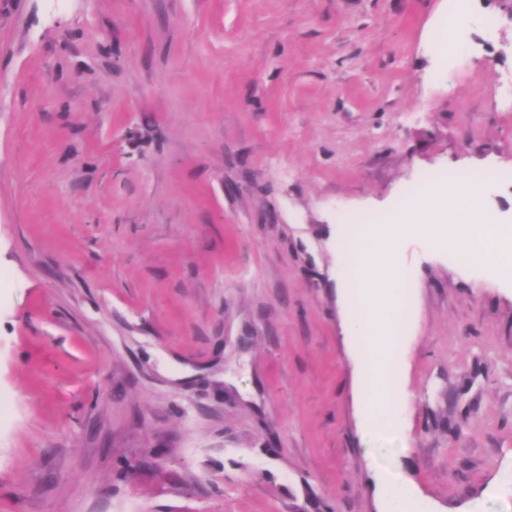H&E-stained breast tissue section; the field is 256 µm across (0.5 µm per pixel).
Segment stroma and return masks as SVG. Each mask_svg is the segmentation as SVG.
Wrapping results in <instances>:
<instances>
[{"instance_id":"stroma-1","label":"stroma","mask_w":512,"mask_h":512,"mask_svg":"<svg viewBox=\"0 0 512 512\" xmlns=\"http://www.w3.org/2000/svg\"><path fill=\"white\" fill-rule=\"evenodd\" d=\"M0 0V512H512V280L406 238L397 449L362 454L347 225L488 172L512 0ZM384 501V512H418L412 508L407 485L393 479H386L380 487Z\"/></svg>"}]
</instances>
